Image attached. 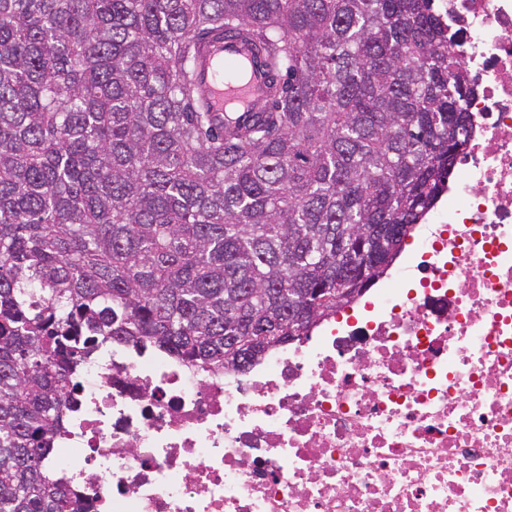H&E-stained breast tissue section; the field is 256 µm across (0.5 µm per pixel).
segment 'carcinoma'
Returning a JSON list of instances; mask_svg holds the SVG:
<instances>
[{
  "instance_id": "carcinoma-1",
  "label": "carcinoma",
  "mask_w": 512,
  "mask_h": 512,
  "mask_svg": "<svg viewBox=\"0 0 512 512\" xmlns=\"http://www.w3.org/2000/svg\"><path fill=\"white\" fill-rule=\"evenodd\" d=\"M430 3L0 0V512H86L50 457L99 347L249 366L384 274L472 137ZM218 37L264 111H209Z\"/></svg>"
}]
</instances>
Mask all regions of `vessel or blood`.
Instances as JSON below:
<instances>
[{"label": "vessel or blood", "instance_id": "1", "mask_svg": "<svg viewBox=\"0 0 512 512\" xmlns=\"http://www.w3.org/2000/svg\"><path fill=\"white\" fill-rule=\"evenodd\" d=\"M200 87L210 111L252 112L266 98V83L240 40L203 47L197 60Z\"/></svg>", "mask_w": 512, "mask_h": 512}]
</instances>
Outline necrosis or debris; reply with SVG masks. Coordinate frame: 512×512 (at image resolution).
Wrapping results in <instances>:
<instances>
[{
  "instance_id": "necrosis-or-debris-1",
  "label": "necrosis or debris",
  "mask_w": 512,
  "mask_h": 512,
  "mask_svg": "<svg viewBox=\"0 0 512 512\" xmlns=\"http://www.w3.org/2000/svg\"><path fill=\"white\" fill-rule=\"evenodd\" d=\"M473 137L356 312L203 371L113 343L54 469L87 512H512V0H433Z\"/></svg>"
}]
</instances>
